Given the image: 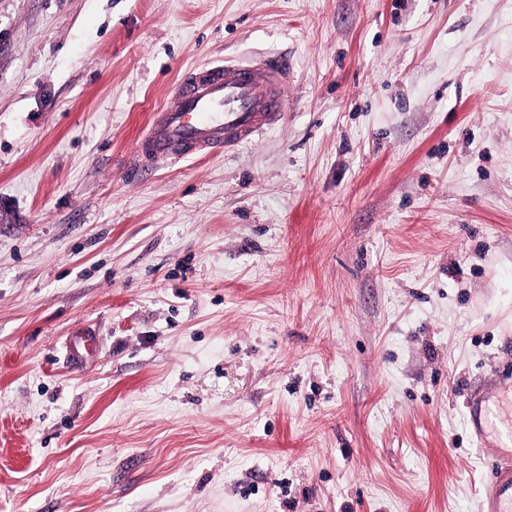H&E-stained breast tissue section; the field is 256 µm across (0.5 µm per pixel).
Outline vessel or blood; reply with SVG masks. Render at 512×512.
I'll return each instance as SVG.
<instances>
[{
	"mask_svg": "<svg viewBox=\"0 0 512 512\" xmlns=\"http://www.w3.org/2000/svg\"><path fill=\"white\" fill-rule=\"evenodd\" d=\"M290 73L288 63L276 55L196 68L179 83L174 105L151 113L133 154L135 166L143 171L255 142L286 112L283 90ZM95 349L96 334L88 329L73 337L66 353L80 364ZM466 413L474 434L482 435L489 410L479 394L469 396ZM484 494L488 512H512V454L498 456Z\"/></svg>",
	"mask_w": 512,
	"mask_h": 512,
	"instance_id": "1",
	"label": "vessel or blood"
}]
</instances>
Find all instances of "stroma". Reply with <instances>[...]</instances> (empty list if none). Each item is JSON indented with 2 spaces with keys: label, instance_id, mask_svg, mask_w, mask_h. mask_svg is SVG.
Instances as JSON below:
<instances>
[{
  "label": "stroma",
  "instance_id": "1",
  "mask_svg": "<svg viewBox=\"0 0 512 512\" xmlns=\"http://www.w3.org/2000/svg\"><path fill=\"white\" fill-rule=\"evenodd\" d=\"M269 53L279 125L130 169ZM495 449L512 0H0V512H482ZM96 350V334L90 329L77 333L66 345V354L76 364L88 361ZM466 413L474 434L482 438L484 426L489 419V410L480 394L472 393L466 404Z\"/></svg>",
  "mask_w": 512,
  "mask_h": 512
}]
</instances>
